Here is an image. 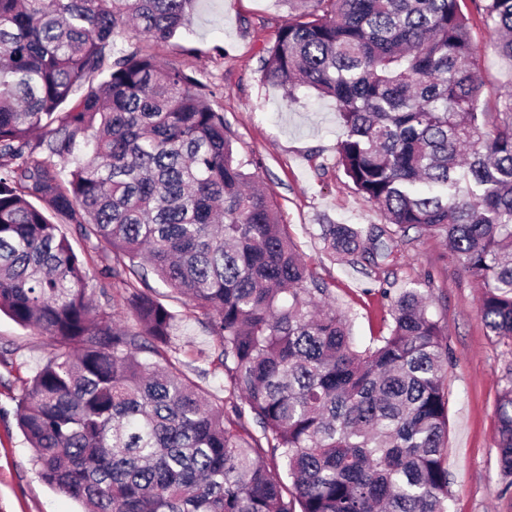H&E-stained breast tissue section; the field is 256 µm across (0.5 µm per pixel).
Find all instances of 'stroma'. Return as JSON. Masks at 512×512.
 <instances>
[{"instance_id": "stroma-1", "label": "stroma", "mask_w": 512, "mask_h": 512, "mask_svg": "<svg viewBox=\"0 0 512 512\" xmlns=\"http://www.w3.org/2000/svg\"><path fill=\"white\" fill-rule=\"evenodd\" d=\"M474 42L485 45L479 76L488 108L512 92V65L488 49L487 30L474 0H459ZM282 0H195L190 24L158 48L171 62L213 90L211 106L223 112L233 148L272 197L302 258L329 288L352 322L357 344L385 333L391 303L383 289L421 283L429 312L446 328L448 367V478L450 512H512V487L498 478L493 438L495 405L512 348L492 338L478 307L480 288L464 273L457 255L439 236L408 231L391 265L373 270L327 252L319 237L324 224L380 226L379 210L358 194L337 163L345 128L333 99L302 90L286 103L282 88L263 76L262 59L287 20ZM175 342L188 368H203L214 342L202 316L176 298ZM49 336L0 315V353L12 365L0 377V512H82L79 501L61 495L35 471L32 450L16 425L14 401L55 352Z\"/></svg>"}]
</instances>
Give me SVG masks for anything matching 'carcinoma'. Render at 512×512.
<instances>
[{"mask_svg": "<svg viewBox=\"0 0 512 512\" xmlns=\"http://www.w3.org/2000/svg\"><path fill=\"white\" fill-rule=\"evenodd\" d=\"M192 2L0 0V312L58 347L17 400L39 477L84 512H450L445 328L404 288L387 333L356 344L224 113L154 52ZM285 2L265 77L290 102L336 101L356 191L400 231L445 237L512 343V93L487 130L459 0ZM478 10L512 65V0ZM127 26L139 40L119 48ZM320 239L376 269L399 246L386 227ZM93 272L133 325L92 305ZM151 274L205 318L227 396L187 373ZM502 380L512 487V364Z\"/></svg>", "mask_w": 512, "mask_h": 512, "instance_id": "carcinoma-1", "label": "carcinoma"}]
</instances>
